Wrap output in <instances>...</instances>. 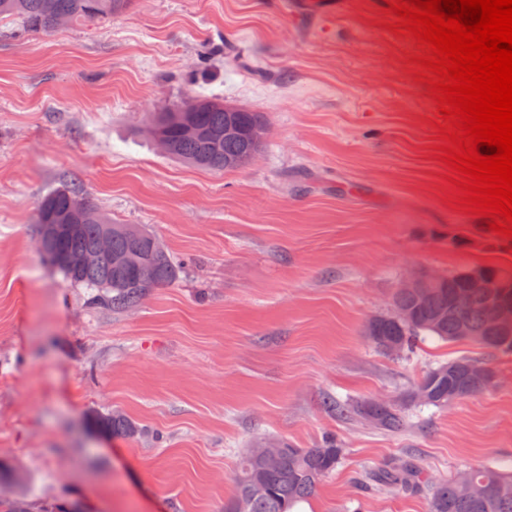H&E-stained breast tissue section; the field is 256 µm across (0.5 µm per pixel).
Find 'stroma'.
<instances>
[{"mask_svg": "<svg viewBox=\"0 0 512 512\" xmlns=\"http://www.w3.org/2000/svg\"><path fill=\"white\" fill-rule=\"evenodd\" d=\"M133 0L108 22L27 35L0 21V501L29 512H224L241 453L335 436L340 464L299 512H429L430 493L369 486L401 460L426 474L512 471V351L365 336L398 283L495 266L512 240L450 208L432 157L437 105L383 0ZM263 113L264 147L214 172L162 152L149 113L190 92ZM75 184L153 234L179 280L115 313L37 248V208ZM469 357L495 381L436 408L423 374ZM375 399L399 434L338 417ZM118 411L144 427L112 438ZM94 424L103 432L118 437L135 438L144 433V430L126 416L112 412L94 419Z\"/></svg>", "mask_w": 512, "mask_h": 512, "instance_id": "35a3bbf8", "label": "stroma"}]
</instances>
